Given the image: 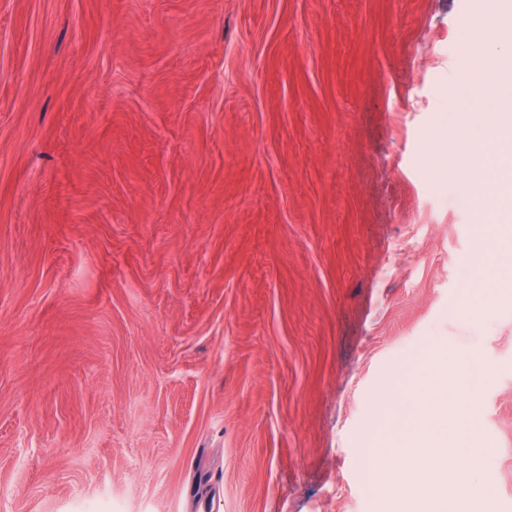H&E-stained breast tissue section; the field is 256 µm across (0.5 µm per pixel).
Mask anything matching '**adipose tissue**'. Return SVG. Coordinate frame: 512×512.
I'll use <instances>...</instances> for the list:
<instances>
[{"label": "adipose tissue", "instance_id": "obj_1", "mask_svg": "<svg viewBox=\"0 0 512 512\" xmlns=\"http://www.w3.org/2000/svg\"><path fill=\"white\" fill-rule=\"evenodd\" d=\"M462 36L479 49L472 59L474 71H502L512 61V10L504 0H482L481 22L464 24ZM450 162L468 167L475 181H504L512 172V113H499L490 136L464 143Z\"/></svg>", "mask_w": 512, "mask_h": 512}]
</instances>
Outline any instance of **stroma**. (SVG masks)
Returning a JSON list of instances; mask_svg holds the SVG:
<instances>
[{
	"label": "stroma",
	"mask_w": 512,
	"mask_h": 512,
	"mask_svg": "<svg viewBox=\"0 0 512 512\" xmlns=\"http://www.w3.org/2000/svg\"><path fill=\"white\" fill-rule=\"evenodd\" d=\"M481 0H0V512H393L369 448L487 367L512 512V288L460 38Z\"/></svg>",
	"instance_id": "stroma-1"
}]
</instances>
